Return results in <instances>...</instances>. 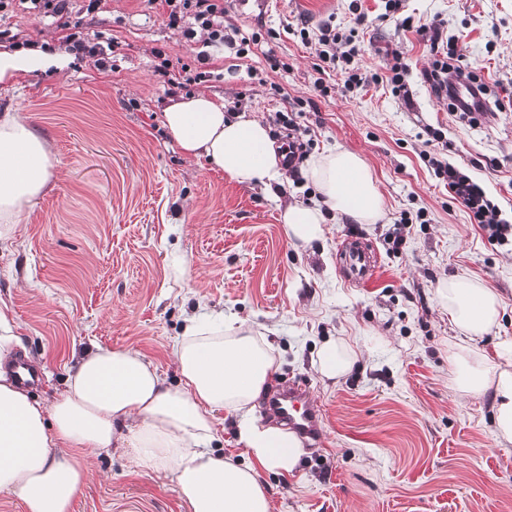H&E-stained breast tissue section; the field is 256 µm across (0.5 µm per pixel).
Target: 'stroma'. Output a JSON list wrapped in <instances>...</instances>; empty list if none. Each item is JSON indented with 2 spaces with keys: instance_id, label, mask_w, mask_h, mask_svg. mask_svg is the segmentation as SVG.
I'll return each mask as SVG.
<instances>
[{
  "instance_id": "35a3bbf8",
  "label": "stroma",
  "mask_w": 512,
  "mask_h": 512,
  "mask_svg": "<svg viewBox=\"0 0 512 512\" xmlns=\"http://www.w3.org/2000/svg\"><path fill=\"white\" fill-rule=\"evenodd\" d=\"M224 0V25L258 34L247 57L168 26L155 0H105L83 15L113 66L74 57L61 73L35 71L0 84V113L25 116L51 166L41 194L0 243V300L13 310L22 344L43 373L31 392L52 398L84 350L130 347L169 383L172 347L184 317L203 308L267 330L280 353L274 386L301 383L322 413L294 475L263 474L272 512H512V447L495 439L490 395L462 396L451 384L454 329L439 284L464 273L503 302L493 334L512 336V245L489 241L453 203L427 160L441 130L447 158L512 213V0H403L384 16L382 0ZM411 18L406 29L402 18ZM437 24L464 64L489 84L479 118L453 115L423 74L434 55L417 34ZM357 28L358 66L384 72L385 48L407 64L411 100L383 84L344 93L340 77L313 89L317 42L301 28ZM50 18L18 11L0 19V50L22 43L60 47ZM209 61L199 64V54ZM204 80L169 82L182 65ZM206 93L236 102L278 135L275 113L304 100L299 120L313 154L341 147L373 171L387 215L357 224L329 214L323 239L303 248L287 237L277 203L229 178L203 158L185 156L163 126L165 107ZM407 224L405 249L386 236ZM357 238L380 264L365 286L341 277L340 247ZM190 264L175 280L173 255ZM342 339L359 360L338 381L312 365L319 345ZM115 448L90 458L72 512H189L173 482L132 464Z\"/></svg>"
}]
</instances>
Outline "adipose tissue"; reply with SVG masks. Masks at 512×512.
<instances>
[{
    "label": "adipose tissue",
    "mask_w": 512,
    "mask_h": 512,
    "mask_svg": "<svg viewBox=\"0 0 512 512\" xmlns=\"http://www.w3.org/2000/svg\"><path fill=\"white\" fill-rule=\"evenodd\" d=\"M69 53L53 48L0 51V83L22 73L64 71ZM163 125L180 150L205 157L230 178L263 191L282 184L284 172L268 128L255 116H228L204 94L170 104ZM50 157L26 117L0 114V242L13 240L17 218L41 193ZM303 176L318 202L280 204L294 244L324 237L327 212L358 224L386 216L376 178L354 152L334 149L310 160ZM437 296L457 334L448 342V369L462 396L491 394L495 437L512 446V336L493 354L478 342L498 326L502 303L479 280L456 275ZM21 346L12 309L0 303V493L18 498L24 512H72L87 470L86 458L117 442L134 451L136 466L171 477L190 512H271L261 472L294 474L305 449L293 433L253 414L280 366V354L253 325L221 314L186 319L172 354L179 374L168 385L156 365L130 348L86 351L51 400L19 384L11 364ZM358 351L342 340L324 341L313 365L320 376L348 374ZM236 419L238 444L250 463L217 452V411Z\"/></svg>",
    "instance_id": "adipose-tissue-1"
}]
</instances>
